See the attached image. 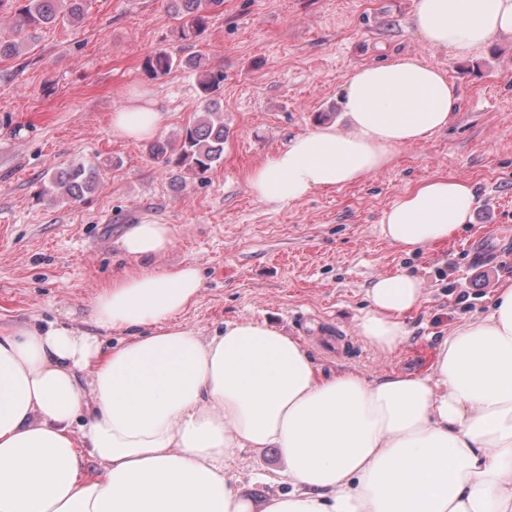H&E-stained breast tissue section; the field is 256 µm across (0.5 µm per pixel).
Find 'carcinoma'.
<instances>
[{"instance_id": "cac0c4a2", "label": "carcinoma", "mask_w": 512, "mask_h": 512, "mask_svg": "<svg viewBox=\"0 0 512 512\" xmlns=\"http://www.w3.org/2000/svg\"><path fill=\"white\" fill-rule=\"evenodd\" d=\"M85 0H25L14 24V38L0 37V60L23 54L34 42V34L67 23L76 26L84 16ZM224 5V0H168L167 11L177 23L181 38L199 37L207 28L210 15ZM144 69L154 76L182 69L198 74L202 107L179 133L176 143L153 141L148 145L150 161L160 169L181 167L195 176L209 173L224 156L227 134L224 113L217 92L223 73L214 71L200 55L180 57L158 50L146 58ZM100 182L98 168L83 162L48 173L44 193L61 200H76L94 192Z\"/></svg>"}]
</instances>
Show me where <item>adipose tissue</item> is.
<instances>
[{"mask_svg":"<svg viewBox=\"0 0 512 512\" xmlns=\"http://www.w3.org/2000/svg\"><path fill=\"white\" fill-rule=\"evenodd\" d=\"M412 24L432 49L467 58L512 34V0H414ZM456 104L447 70L420 58L355 68L346 128L295 135L249 171L248 190L286 207L358 184L446 128ZM168 119L134 90L112 133L140 142ZM475 204L467 182L434 177L384 212L381 232L423 250ZM175 243V227L153 221L122 234L125 264L94 299L95 332L57 321L0 331V512H512V278L487 313L449 331L429 372L369 380L319 370L266 320L185 328L204 279L196 265H163ZM367 300L359 333L390 351L423 285L382 274ZM101 330L127 339L102 354ZM248 448L286 463L260 506L227 468Z\"/></svg>","mask_w":512,"mask_h":512,"instance_id":"1","label":"adipose tissue"}]
</instances>
